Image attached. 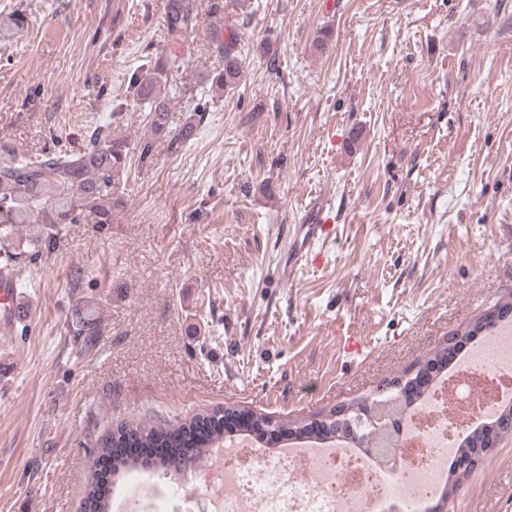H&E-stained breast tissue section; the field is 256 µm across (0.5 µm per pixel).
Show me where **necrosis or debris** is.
<instances>
[{
  "mask_svg": "<svg viewBox=\"0 0 512 512\" xmlns=\"http://www.w3.org/2000/svg\"><path fill=\"white\" fill-rule=\"evenodd\" d=\"M511 354L508 345L488 343L450 380L434 384L396 439L375 444L370 456L343 448L316 457L270 456L244 444L226 456H211L193 487L168 484L148 494L141 477L131 478L122 493L125 512H193L196 497L219 484L226 492L216 498L218 512H377L392 497L405 502L407 512H421L456 436L499 398L471 388L470 380L505 377L512 372Z\"/></svg>",
  "mask_w": 512,
  "mask_h": 512,
  "instance_id": "obj_1",
  "label": "necrosis or debris"
}]
</instances>
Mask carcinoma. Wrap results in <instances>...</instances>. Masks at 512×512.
Here are the masks:
<instances>
[{"instance_id":"carcinoma-1","label":"carcinoma","mask_w":512,"mask_h":512,"mask_svg":"<svg viewBox=\"0 0 512 512\" xmlns=\"http://www.w3.org/2000/svg\"><path fill=\"white\" fill-rule=\"evenodd\" d=\"M226 0H208L207 15L212 18L211 44L213 52L224 61V68L216 73L211 84L218 91L234 88L240 81L241 60L237 51V36L229 33L224 37L219 23L224 17ZM202 4L200 0H167L164 17L166 35L171 45L178 49L191 50L187 36L201 22ZM25 26V17L20 12L9 14L0 20V35ZM178 56L175 53L159 54L153 62L147 63V74L132 80L131 89L139 100H147L150 108L151 136L130 145L123 139H117L97 127L89 136L86 149L79 154L58 151L51 155L38 154L28 157L13 156L0 163V252H5L9 263L21 264L38 254L50 251L57 243L61 224H80L90 221L94 224L112 223V209L123 203L121 195L115 193V185L121 182L122 174L129 164V154L138 153L139 163L145 165L153 161L154 140L165 138L170 148L176 150L190 141L196 134L199 121L190 117L182 127L171 133L164 76L168 69L175 66ZM33 225V232L26 237L18 236L19 229ZM512 309V301L486 314L453 336L464 342L477 336L488 338L497 327L495 314L504 309ZM409 370L393 377L380 385L376 392L366 397L356 398L348 403L347 418L352 419L368 410L378 401L394 400L399 397L396 386L409 382ZM225 409H215L205 417L193 416L182 419L178 424L163 427L159 424L149 426H122L105 435L97 442L95 452L104 455L110 452L112 442L118 436L135 437L144 445L152 443L158 432L167 430L172 433L187 432L204 420L224 416ZM490 428L501 437L512 434V406L504 407L496 418L479 428L466 432L458 451L470 457L476 454L487 455L484 429ZM279 429L291 434L308 435L316 439H333L341 429L336 419V409L321 410L317 414L279 423ZM378 434L364 427L358 431L357 441H342V444L359 448L371 453ZM224 431L215 430L202 438L191 448L188 454L177 459H162L158 466L163 474L182 473L190 467H199L208 459L210 451L224 443ZM467 479L462 472H448L439 498L449 499L455 495L460 484ZM109 487L92 481L87 486V496L94 507L92 512H107Z\"/></svg>"}]
</instances>
